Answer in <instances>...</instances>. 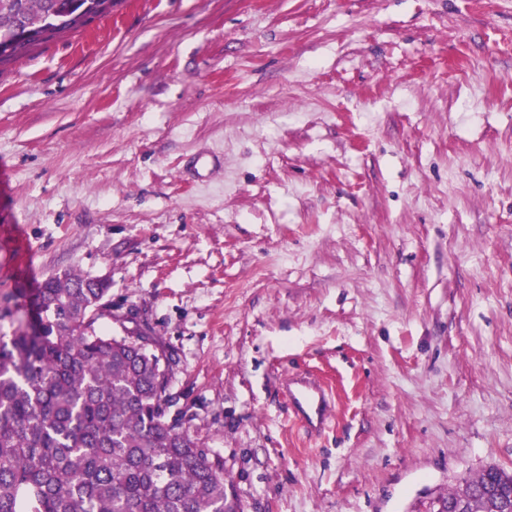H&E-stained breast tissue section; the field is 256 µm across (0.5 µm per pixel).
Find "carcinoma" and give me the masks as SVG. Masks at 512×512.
Listing matches in <instances>:
<instances>
[{
	"label": "carcinoma",
	"instance_id": "cac0c4a2",
	"mask_svg": "<svg viewBox=\"0 0 512 512\" xmlns=\"http://www.w3.org/2000/svg\"><path fill=\"white\" fill-rule=\"evenodd\" d=\"M115 0H0V64L112 11ZM20 32L33 41L15 42ZM109 283L72 272L37 289L36 323L0 336V512H240L224 461L169 417V370L98 326ZM468 493L459 501L462 487ZM512 512L489 465L422 504Z\"/></svg>",
	"mask_w": 512,
	"mask_h": 512
}]
</instances>
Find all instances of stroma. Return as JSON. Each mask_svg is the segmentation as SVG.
Instances as JSON below:
<instances>
[{"instance_id":"35a3bbf8","label":"stroma","mask_w":512,"mask_h":512,"mask_svg":"<svg viewBox=\"0 0 512 512\" xmlns=\"http://www.w3.org/2000/svg\"><path fill=\"white\" fill-rule=\"evenodd\" d=\"M64 271L243 512L512 469V0H121L0 65V309ZM303 389L290 396L297 408L298 415L310 432H320L331 415L332 402L329 393L321 385L303 381Z\"/></svg>"}]
</instances>
